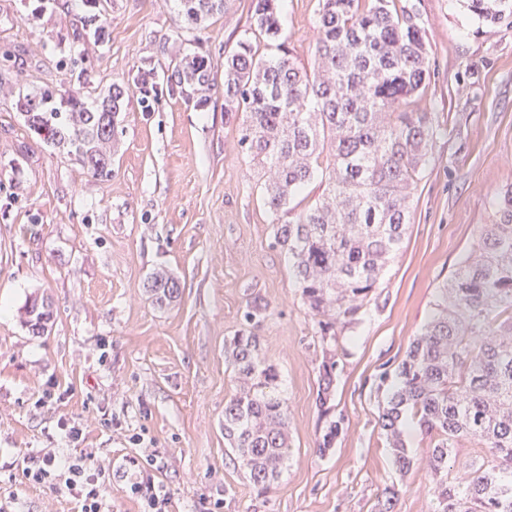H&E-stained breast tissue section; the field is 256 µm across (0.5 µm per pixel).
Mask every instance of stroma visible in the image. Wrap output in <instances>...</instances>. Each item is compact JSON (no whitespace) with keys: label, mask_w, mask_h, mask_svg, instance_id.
Returning a JSON list of instances; mask_svg holds the SVG:
<instances>
[{"label":"stroma","mask_w":512,"mask_h":512,"mask_svg":"<svg viewBox=\"0 0 512 512\" xmlns=\"http://www.w3.org/2000/svg\"><path fill=\"white\" fill-rule=\"evenodd\" d=\"M432 59L421 101L440 133L413 191L399 254L370 303L340 338L329 416L316 397L317 318L274 239L259 175L224 118V58L251 21V0H228L186 31L178 0H102L107 29L84 27L83 0H0V503L9 512H78L66 488L28 482L25 455L58 462L96 451L111 512H143L134 470L153 478L167 512H372L386 485L395 512H432L428 438L408 427L415 464L399 474L377 424L392 375L427 323L436 287L478 241L492 201L512 184V26L479 23L461 0H414ZM318 0H278L282 34L299 65L314 61ZM202 52L216 89L195 106L171 81ZM154 67L161 96L133 86ZM128 86L112 175L96 178L46 146L19 98L77 91L98 103ZM168 270L181 295L158 307L145 286ZM53 309L32 334V296ZM264 312L253 322L251 307ZM255 333L280 373L290 449L278 480L250 482L224 442V405L237 384L224 344ZM344 424L319 451L329 420Z\"/></svg>","instance_id":"1"}]
</instances>
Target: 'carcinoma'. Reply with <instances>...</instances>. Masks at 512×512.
Instances as JSON below:
<instances>
[{
	"mask_svg": "<svg viewBox=\"0 0 512 512\" xmlns=\"http://www.w3.org/2000/svg\"><path fill=\"white\" fill-rule=\"evenodd\" d=\"M99 0H90L89 31L101 38ZM227 0H180L190 28L203 26ZM479 21L512 25V0H465ZM312 69L282 41L277 0H252V22L224 59V112L242 118L239 146L260 170L275 240L288 259L308 308L319 317L322 361L317 402L330 400L337 367V330L356 320L399 253L411 219V197L439 127L415 107L428 87L430 52L414 6L399 0H318ZM275 47L261 57L254 40ZM172 77L197 106L215 89L208 58H183ZM127 88L114 84L88 107L72 91L67 107L43 91L20 103L29 129L73 155L95 177L112 174L117 118ZM325 172L321 194L291 220V200ZM494 217L477 244L437 286L430 320L409 344L396 385L379 407L378 425L394 464H413L407 419L430 439L426 468L435 480L433 512H512V186L493 202ZM146 291L169 305L179 285L153 273ZM25 325L40 334L51 305L33 297ZM237 392L224 407V440L250 481L266 490L288 458V405L278 369L261 358L259 338L241 334L224 345ZM332 421L324 452L341 432ZM472 442L486 453L466 477L449 476L456 448ZM401 489L384 488L373 512H395Z\"/></svg>",
	"mask_w": 512,
	"mask_h": 512,
	"instance_id": "1",
	"label": "carcinoma"
}]
</instances>
